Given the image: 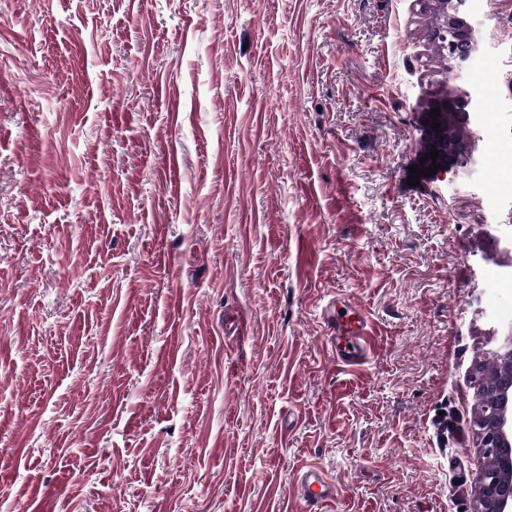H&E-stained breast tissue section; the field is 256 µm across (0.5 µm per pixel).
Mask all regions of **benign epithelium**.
Masks as SVG:
<instances>
[{
	"instance_id": "obj_1",
	"label": "benign epithelium",
	"mask_w": 512,
	"mask_h": 512,
	"mask_svg": "<svg viewBox=\"0 0 512 512\" xmlns=\"http://www.w3.org/2000/svg\"><path fill=\"white\" fill-rule=\"evenodd\" d=\"M436 13L433 39L448 60L463 66L473 51L469 29L458 16L463 0H424ZM440 116L428 118V123L440 122L439 131L428 129L427 150L436 149L439 157L426 159L424 166L437 163L436 174L448 171V161L455 156L452 130L468 124L470 113L466 104L440 101L434 104ZM503 371L482 387V400L492 406V412L478 422L480 445L484 448L479 467V507L477 512H512V332L494 351Z\"/></svg>"
}]
</instances>
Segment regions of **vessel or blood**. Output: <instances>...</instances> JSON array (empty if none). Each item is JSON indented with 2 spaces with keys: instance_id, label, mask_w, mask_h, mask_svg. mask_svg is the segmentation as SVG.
Segmentation results:
<instances>
[{
  "instance_id": "vessel-or-blood-1",
  "label": "vessel or blood",
  "mask_w": 512,
  "mask_h": 512,
  "mask_svg": "<svg viewBox=\"0 0 512 512\" xmlns=\"http://www.w3.org/2000/svg\"><path fill=\"white\" fill-rule=\"evenodd\" d=\"M323 321L336 343V363L358 366L375 349V333L367 315L341 296L325 306ZM336 496L335 486L325 470L317 465L301 468L295 477L294 498L297 512H326Z\"/></svg>"
}]
</instances>
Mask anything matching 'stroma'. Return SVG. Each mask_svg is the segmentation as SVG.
<instances>
[{
	"instance_id": "1",
	"label": "stroma",
	"mask_w": 512,
	"mask_h": 512,
	"mask_svg": "<svg viewBox=\"0 0 512 512\" xmlns=\"http://www.w3.org/2000/svg\"><path fill=\"white\" fill-rule=\"evenodd\" d=\"M459 15L457 68L421 0H0V512H293L308 463L329 512H475L512 0ZM439 98L479 116L412 186ZM323 321L336 342V364L356 367L375 349V332L367 315L342 296L333 297L322 312Z\"/></svg>"
}]
</instances>
